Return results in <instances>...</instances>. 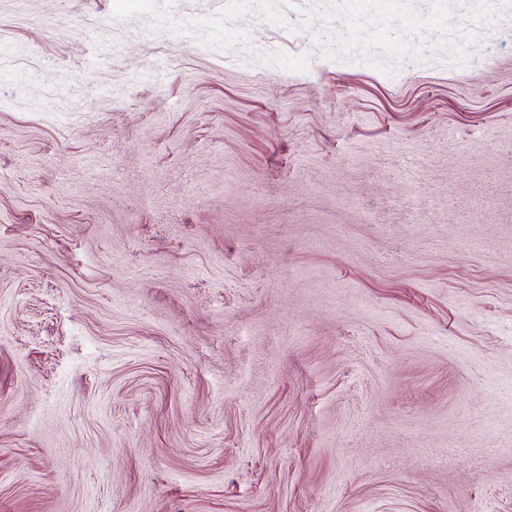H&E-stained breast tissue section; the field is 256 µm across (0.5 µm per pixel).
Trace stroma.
I'll return each mask as SVG.
<instances>
[{"label":"stroma","mask_w":512,"mask_h":512,"mask_svg":"<svg viewBox=\"0 0 512 512\" xmlns=\"http://www.w3.org/2000/svg\"><path fill=\"white\" fill-rule=\"evenodd\" d=\"M0 512H512V0H0Z\"/></svg>","instance_id":"obj_1"}]
</instances>
